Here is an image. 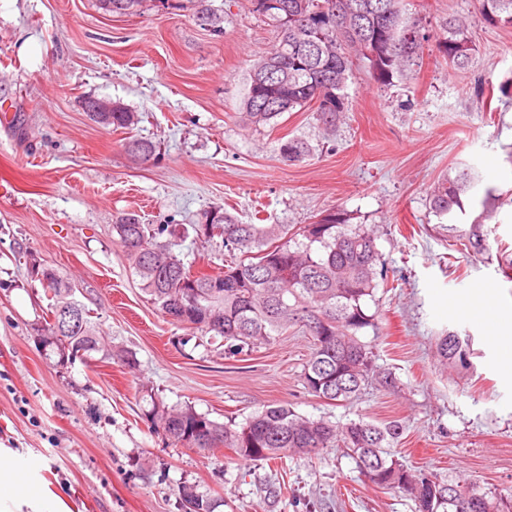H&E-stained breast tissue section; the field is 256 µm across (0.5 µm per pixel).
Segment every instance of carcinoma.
Instances as JSON below:
<instances>
[{
	"mask_svg": "<svg viewBox=\"0 0 512 512\" xmlns=\"http://www.w3.org/2000/svg\"><path fill=\"white\" fill-rule=\"evenodd\" d=\"M199 0L200 25L222 32L223 17ZM343 0H250L252 11L276 24L278 42L252 69V74L276 62L278 74H288V99H270L272 82L248 79L237 113L239 125L256 130L277 124L282 113L309 108L327 132L348 111L345 96L352 76L353 59L364 58L366 42L389 44L387 58L368 61L372 78L388 85L415 65L429 36L422 19L403 13L402 0H349L359 10L351 19L336 14ZM143 0H99L109 13L132 15ZM478 21L494 27H512V0H479ZM472 24L450 17L440 27L435 49L456 70L469 68L476 53ZM96 122L115 130L138 124L139 115L121 103L105 114L91 112ZM127 151L147 161L156 154L148 141L130 140ZM306 141L292 137L280 145L287 162L309 155ZM479 183L466 170L442 178L430 193L435 216L465 213L461 195ZM496 189H484L482 211L470 224L466 236L475 251L485 250L484 225L496 216L491 202ZM194 233L209 241L219 240L229 258L218 273L194 274L176 252L179 241ZM112 233L129 265L140 278L142 290L174 322L231 342L230 353L275 343L290 328L311 338V353L302 372L305 388L314 396L349 402L375 374L369 345L360 339L366 328H377L376 315L364 308L378 287L380 254L377 236L363 224H351L346 213L331 210L313 224L291 231L286 224H244L227 211L209 212L205 223L191 224L181 231L169 225L145 224L134 212L120 214ZM46 281L48 312L67 302L79 303L76 289L53 270H41ZM84 312V327L57 332L45 322L40 338L46 355L57 357L56 365L93 360L92 354L110 353L100 346L91 311ZM468 339L456 334L439 337L437 355L453 365L466 359ZM144 416L161 428L172 442L198 448L197 430L210 440L209 449L228 448L245 461L281 460L290 454L311 455L336 448L352 456L364 475L380 489H399L416 504L417 512H512L504 499L472 483H455L458 497L448 495V482L432 474L415 472L391 453L401 436L393 423L376 424L360 419L336 426L325 419L297 414L286 405H268L242 424L219 423L194 408L169 407L150 398ZM181 503L193 512H214L210 498L192 488L181 493Z\"/></svg>",
	"mask_w": 512,
	"mask_h": 512,
	"instance_id": "obj_1",
	"label": "carcinoma"
}]
</instances>
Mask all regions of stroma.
<instances>
[{
	"mask_svg": "<svg viewBox=\"0 0 512 512\" xmlns=\"http://www.w3.org/2000/svg\"><path fill=\"white\" fill-rule=\"evenodd\" d=\"M209 3L223 32L199 25L197 0H144L133 15L98 0H0V448L21 483L59 496L63 512H181L184 486L220 498L215 512H415L408 495L372 485L333 448L266 463L176 445L143 415L152 393L219 422L275 403L340 426L396 421L399 460L512 497V369L467 310L486 290L490 312L512 313V203L498 207L485 251L458 239L483 187L512 189V28L477 22L478 0H404L406 14L427 21L420 67L381 86L355 61L350 110L329 139L307 109L272 129L236 123L250 69L278 29L249 0ZM451 15L474 23L477 59L461 72L432 42ZM88 97L120 102L140 121L112 131L90 120ZM292 137L309 143V157L281 158ZM131 139L156 144L157 155L135 159ZM465 168L481 186L464 195L452 232L429 194ZM219 208L295 227L335 208L373 227L398 286L367 301L378 327L363 339L395 390L372 384L332 405L302 384L311 352L302 333L232 355L222 337L160 312L112 235L116 215L200 224ZM40 266L76 285L110 360L46 358ZM450 331L471 339L452 367L436 353Z\"/></svg>",
	"mask_w": 512,
	"mask_h": 512,
	"instance_id": "35a3bbf8",
	"label": "stroma"
}]
</instances>
